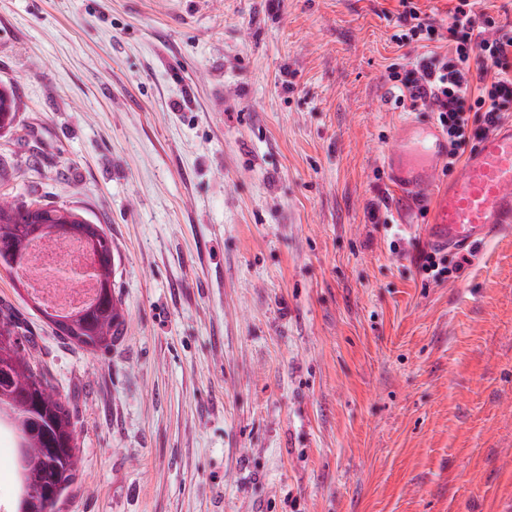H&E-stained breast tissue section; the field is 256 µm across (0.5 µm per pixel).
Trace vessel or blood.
<instances>
[{"mask_svg": "<svg viewBox=\"0 0 512 512\" xmlns=\"http://www.w3.org/2000/svg\"><path fill=\"white\" fill-rule=\"evenodd\" d=\"M447 154L448 143L439 129L409 120L385 158L399 190V218L432 198L425 234L433 246L457 250L512 223V123L487 133L459 174L439 191L435 174Z\"/></svg>", "mask_w": 512, "mask_h": 512, "instance_id": "vessel-or-blood-1", "label": "vessel or blood"}]
</instances>
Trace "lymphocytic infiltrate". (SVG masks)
<instances>
[{
  "label": "lymphocytic infiltrate",
  "mask_w": 512,
  "mask_h": 512,
  "mask_svg": "<svg viewBox=\"0 0 512 512\" xmlns=\"http://www.w3.org/2000/svg\"><path fill=\"white\" fill-rule=\"evenodd\" d=\"M448 51L419 58L414 70L389 69L396 106L435 113L448 138L446 171L494 130L512 107V36L494 16L457 0L446 26Z\"/></svg>",
  "instance_id": "obj_1"
}]
</instances>
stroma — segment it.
<instances>
[{
  "label": "stroma",
  "instance_id": "obj_1",
  "mask_svg": "<svg viewBox=\"0 0 512 512\" xmlns=\"http://www.w3.org/2000/svg\"><path fill=\"white\" fill-rule=\"evenodd\" d=\"M398 0H0V194L112 238L110 349L0 302L77 421L54 512H512V227L417 271ZM18 97L11 87H0V132L7 133L16 127ZM416 266L419 272L426 280L441 282L451 277H454L460 269V265L454 269H449L445 265V259L440 255V252L422 250L418 253L415 259Z\"/></svg>",
  "mask_w": 512,
  "mask_h": 512
}]
</instances>
